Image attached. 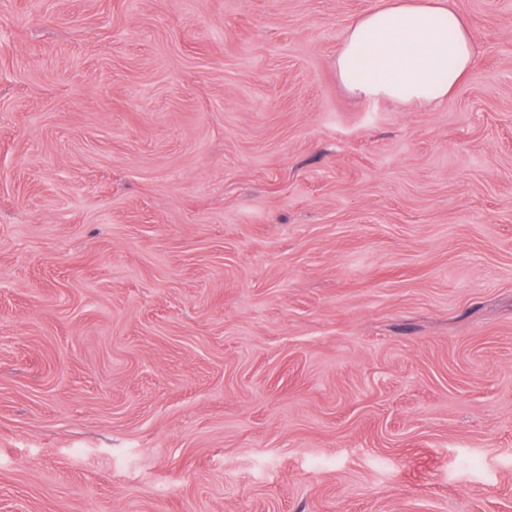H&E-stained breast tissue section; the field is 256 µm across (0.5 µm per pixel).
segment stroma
Segmentation results:
<instances>
[{
    "instance_id": "obj_1",
    "label": "stroma",
    "mask_w": 512,
    "mask_h": 512,
    "mask_svg": "<svg viewBox=\"0 0 512 512\" xmlns=\"http://www.w3.org/2000/svg\"><path fill=\"white\" fill-rule=\"evenodd\" d=\"M378 3L0 0V512H512V0ZM422 1L383 0L347 27L336 74L349 92L432 103L461 84L476 60L471 34L447 0Z\"/></svg>"
}]
</instances>
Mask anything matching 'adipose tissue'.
<instances>
[{
    "instance_id": "ef3b65f1",
    "label": "adipose tissue",
    "mask_w": 512,
    "mask_h": 512,
    "mask_svg": "<svg viewBox=\"0 0 512 512\" xmlns=\"http://www.w3.org/2000/svg\"><path fill=\"white\" fill-rule=\"evenodd\" d=\"M471 34L447 0H381L348 26L336 74L359 98L447 99L473 69Z\"/></svg>"
}]
</instances>
